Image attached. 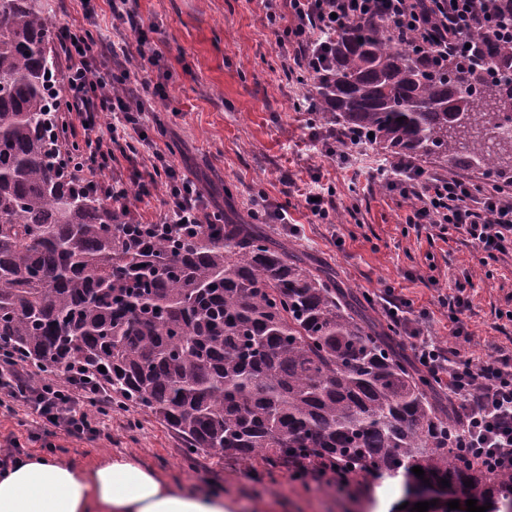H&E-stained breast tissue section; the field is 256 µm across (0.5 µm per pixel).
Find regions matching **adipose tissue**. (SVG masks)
<instances>
[{"instance_id":"obj_1","label":"adipose tissue","mask_w":512,"mask_h":512,"mask_svg":"<svg viewBox=\"0 0 512 512\" xmlns=\"http://www.w3.org/2000/svg\"><path fill=\"white\" fill-rule=\"evenodd\" d=\"M0 512H227L224 492L187 490L116 457L80 467L48 455L0 467Z\"/></svg>"}]
</instances>
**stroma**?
<instances>
[{
    "instance_id": "1",
    "label": "stroma",
    "mask_w": 512,
    "mask_h": 512,
    "mask_svg": "<svg viewBox=\"0 0 512 512\" xmlns=\"http://www.w3.org/2000/svg\"><path fill=\"white\" fill-rule=\"evenodd\" d=\"M51 23L65 22L91 33L110 35L122 44L128 25L113 21L106 0H96L85 17L81 0H44ZM137 17L155 27L152 38L165 55L166 72L146 69L131 85L158 112L163 129L145 122L131 139L134 161L119 160L123 176L144 168L154 149L170 150L176 167L201 188L209 206L226 220H249L254 196L265 192L272 205L287 208L298 224H266L274 242L288 243L312 265L331 271L355 296L391 286L430 311L429 333L448 340V319L438 308V289L467 278L472 307L464 323L474 337L457 341L474 359L494 347H512V324L497 313L512 308V254L492 260L458 234L441 238L431 228H411L410 207L398 192L372 184L368 173L382 157L365 146L347 163L321 157L307 145L308 131L294 104L305 90L286 66L281 45L261 0H138ZM165 100L153 97L156 84ZM296 185L286 188L282 172ZM334 187L338 218L333 224L308 223L300 189L315 172ZM111 439L69 437L37 431L24 407L0 413V437L13 436L30 454L52 444V456L91 465L101 458L127 457L186 488L215 485L223 489L230 512H397L399 484L392 480L359 481L345 497L310 480L293 479L287 465L260 459L227 457L216 452L187 455L180 437L153 416L135 408H112L104 418Z\"/></svg>"
}]
</instances>
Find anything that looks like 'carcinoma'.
<instances>
[{"mask_svg": "<svg viewBox=\"0 0 512 512\" xmlns=\"http://www.w3.org/2000/svg\"><path fill=\"white\" fill-rule=\"evenodd\" d=\"M54 40L42 0H0V345L50 378L92 371L189 455L339 460L512 506V473L448 449L437 380L331 274L255 224L141 237L61 175ZM329 42L321 119L374 133L367 143L390 155L512 174V139L496 135L512 121V47L484 35L468 65L439 68L368 20Z\"/></svg>", "mask_w": 512, "mask_h": 512, "instance_id": "obj_1", "label": "carcinoma"}]
</instances>
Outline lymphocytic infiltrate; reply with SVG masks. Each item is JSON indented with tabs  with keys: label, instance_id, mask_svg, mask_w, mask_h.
Segmentation results:
<instances>
[{
	"label": "lymphocytic infiltrate",
	"instance_id": "lymphocytic-infiltrate-1",
	"mask_svg": "<svg viewBox=\"0 0 512 512\" xmlns=\"http://www.w3.org/2000/svg\"><path fill=\"white\" fill-rule=\"evenodd\" d=\"M134 0H109L113 20L127 23L135 37V51L124 52L113 67L100 57L110 44L82 29L59 27L57 42L66 63L60 106L54 114L57 158L67 176L82 190L111 203L120 223L137 225L143 236L188 233L219 223L198 185L182 174L165 150H154L149 168L131 179L115 174L114 162L136 151L130 130L139 128L146 106L135 98L130 78L147 67L160 66L163 54L155 48L149 29L137 21ZM270 23L278 24L280 42L288 44L294 65L307 77L322 67L321 50L336 27L374 15L394 34L410 41L414 51L440 62L465 63L470 34L497 29L512 35V25L493 23L482 0H265ZM383 188L411 203L406 217L413 227L429 225L440 233L456 232L487 254L512 253V179L503 178L484 190H474L464 178L427 172L415 158L380 160L372 174ZM162 195L158 221H144L139 205ZM381 315L409 344L413 364L443 384L453 406L448 445L461 457L491 474L512 472V350L502 348L477 361L455 347L444 346L423 333L427 310L393 288L376 295ZM448 315L449 332L469 339L463 317L471 308L467 285L437 295ZM84 371H65L53 382L35 380L22 359L0 350V408L22 403L40 425L73 437L98 438L100 420L109 408L102 388L90 386ZM288 469L297 479H309L350 495L357 469L328 460L292 459Z\"/></svg>",
	"mask_w": 512,
	"mask_h": 512
}]
</instances>
